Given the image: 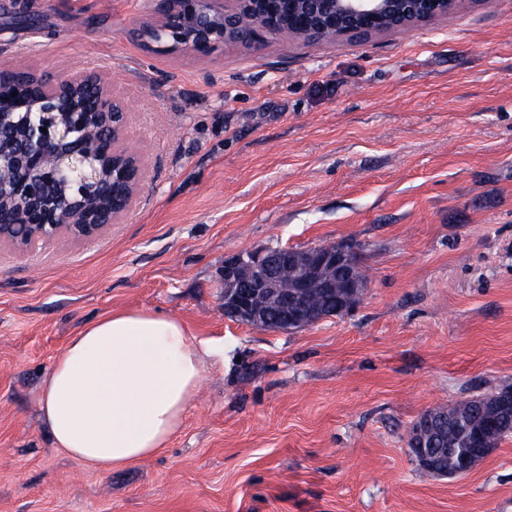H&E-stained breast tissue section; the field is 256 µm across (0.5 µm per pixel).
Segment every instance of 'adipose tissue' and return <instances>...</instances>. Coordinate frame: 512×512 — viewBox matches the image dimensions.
<instances>
[{
  "instance_id": "ef3b65f1",
  "label": "adipose tissue",
  "mask_w": 512,
  "mask_h": 512,
  "mask_svg": "<svg viewBox=\"0 0 512 512\" xmlns=\"http://www.w3.org/2000/svg\"><path fill=\"white\" fill-rule=\"evenodd\" d=\"M209 351L166 314L111 312L84 326L44 381L41 415L55 448L102 472L164 451Z\"/></svg>"
}]
</instances>
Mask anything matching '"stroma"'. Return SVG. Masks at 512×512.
I'll return each mask as SVG.
<instances>
[{"label":"stroma","mask_w":512,"mask_h":512,"mask_svg":"<svg viewBox=\"0 0 512 512\" xmlns=\"http://www.w3.org/2000/svg\"><path fill=\"white\" fill-rule=\"evenodd\" d=\"M153 21L148 0H0V62L106 74L146 162L100 237L0 244V512H512V438L460 478L407 447L424 411L512 388V0L206 57L137 36ZM348 240L351 314L225 318L226 258ZM121 310L212 354L168 448L102 473L39 405L68 340Z\"/></svg>","instance_id":"35a3bbf8"}]
</instances>
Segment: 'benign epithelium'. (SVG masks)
Listing matches in <instances>:
<instances>
[{
    "instance_id": "1",
    "label": "benign epithelium",
    "mask_w": 512,
    "mask_h": 512,
    "mask_svg": "<svg viewBox=\"0 0 512 512\" xmlns=\"http://www.w3.org/2000/svg\"><path fill=\"white\" fill-rule=\"evenodd\" d=\"M456 0H152L158 23L145 29L172 47L205 56L226 43L256 46L266 36L310 43L412 29L448 16ZM21 94L0 97V243L25 251L35 242L102 235L134 207L146 177L143 157L124 144L128 112L97 71L54 77L0 64ZM108 133L107 149L85 148V131ZM348 242L279 247L224 261V316L261 329L291 332L313 322L303 296L334 289L323 272L345 271L353 311L368 283L353 270ZM288 266L294 287L278 280Z\"/></svg>"
}]
</instances>
